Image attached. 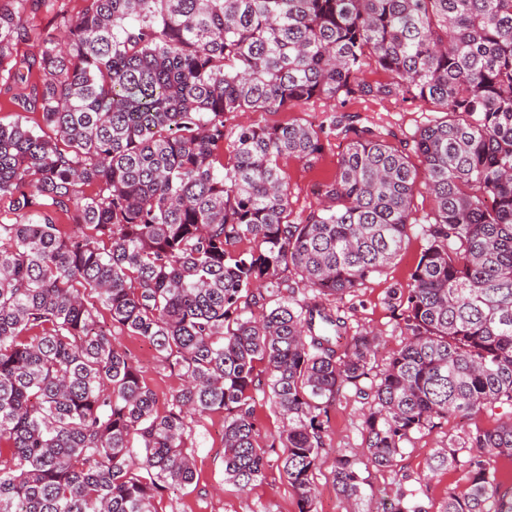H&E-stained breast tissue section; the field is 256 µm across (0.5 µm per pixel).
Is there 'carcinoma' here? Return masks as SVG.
<instances>
[{"mask_svg": "<svg viewBox=\"0 0 512 512\" xmlns=\"http://www.w3.org/2000/svg\"><path fill=\"white\" fill-rule=\"evenodd\" d=\"M371 64L387 81L363 78ZM342 94L434 116L398 144L334 116L224 144L229 112ZM0 96L43 122L0 125V512H157L193 483L188 449L216 412L225 479L245 490L268 465L258 392L283 420L299 512H315L346 389L373 467L450 416L496 417L429 468L464 472L439 512H512L490 464L512 460V0H84L75 15L4 0ZM338 128L336 172L296 222L282 162L312 165ZM423 191L427 246L390 293L404 340L380 367L379 336L344 337L334 304L401 256ZM100 305L184 378L164 411ZM333 476L361 499L356 459ZM387 512L427 510L403 489Z\"/></svg>", "mask_w": 512, "mask_h": 512, "instance_id": "carcinoma-1", "label": "carcinoma"}]
</instances>
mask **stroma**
Returning <instances> with one entry per match:
<instances>
[{"label": "stroma", "instance_id": "1", "mask_svg": "<svg viewBox=\"0 0 512 512\" xmlns=\"http://www.w3.org/2000/svg\"><path fill=\"white\" fill-rule=\"evenodd\" d=\"M330 108V103L317 100L285 112H233L224 118L225 139L233 141L244 124L264 126L298 121L318 125L328 119ZM339 109L354 125L378 128L394 143L410 139L417 128L431 117L420 102L400 98L365 101L350 97L340 104ZM346 145L343 136H332L325 140L322 154L313 166L303 165L294 159L285 161L293 218H300L320 206L321 199L315 192V186L335 173ZM415 205L418 223L414 225L402 255L364 288L336 303L339 315L347 320L352 330L366 328L381 333L382 341L376 356L380 363L402 341L388 305V292L393 288L407 287L411 272L427 245L420 220L431 212L432 201L428 195L421 194L417 196ZM112 334L117 343L132 352L146 384L156 393L158 401H165L181 387L180 376L163 368L148 341L117 327L113 328ZM330 417L325 448L314 476L316 512H384L402 488L416 490L418 499L429 512H436L448 489L463 487L461 471L447 470L433 475L428 471V461L434 448L467 430L469 420L452 417L433 431L412 434L394 466L377 469L367 463L362 405L352 390H345L337 398ZM223 434L224 417L220 414L211 415L203 427L198 428L190 450L195 479L187 487L169 489L157 502L158 512H297V496L276 465L281 448L267 449L270 465L264 477L247 492L241 493L224 481ZM340 454L353 456L359 462L366 480L364 498L360 503L346 501L333 483L334 465Z\"/></svg>", "mask_w": 512, "mask_h": 512}]
</instances>
